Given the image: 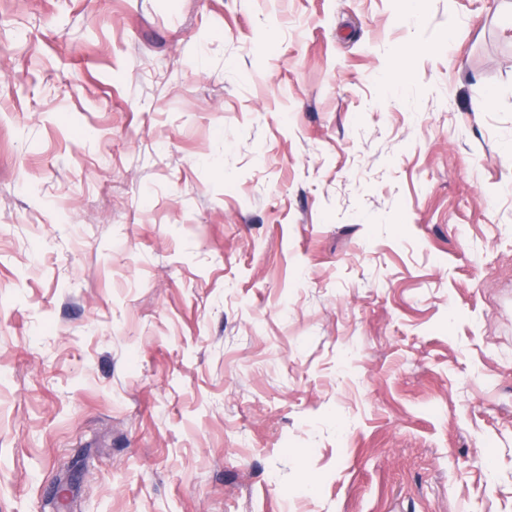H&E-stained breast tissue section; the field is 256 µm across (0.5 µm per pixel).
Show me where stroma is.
<instances>
[{
    "instance_id": "obj_1",
    "label": "stroma",
    "mask_w": 512,
    "mask_h": 512,
    "mask_svg": "<svg viewBox=\"0 0 512 512\" xmlns=\"http://www.w3.org/2000/svg\"><path fill=\"white\" fill-rule=\"evenodd\" d=\"M66 481L512 512V0H0V512Z\"/></svg>"
}]
</instances>
